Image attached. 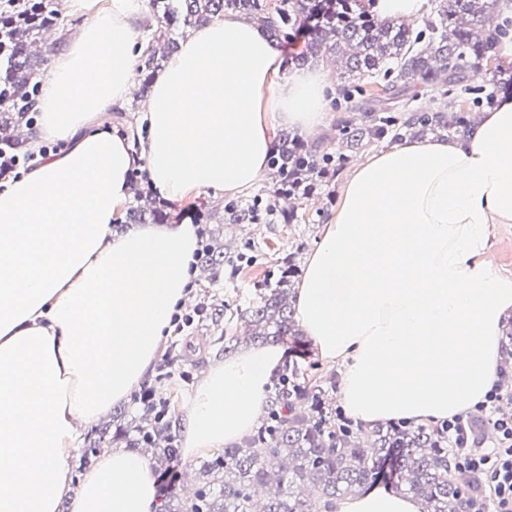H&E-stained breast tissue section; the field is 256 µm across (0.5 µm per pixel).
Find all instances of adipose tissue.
<instances>
[{"mask_svg":"<svg viewBox=\"0 0 512 512\" xmlns=\"http://www.w3.org/2000/svg\"><path fill=\"white\" fill-rule=\"evenodd\" d=\"M143 0L85 22L41 80L39 136L57 142L0 184V512H156L146 459L102 453L72 486L80 430L144 378L196 271L188 224L115 235L143 162L160 198L253 187L271 122L322 125L336 92L323 69L288 66L256 22L193 29L154 77L148 136L112 123L134 82ZM512 223V95L473 134L403 142L355 166L297 290L296 318L342 362L338 395L355 419L429 423L475 409L499 370L512 276L488 258L490 227ZM277 346L209 369L183 421L188 453L221 448L256 424ZM387 489L336 512H423Z\"/></svg>","mask_w":512,"mask_h":512,"instance_id":"ef3b65f1","label":"adipose tissue"}]
</instances>
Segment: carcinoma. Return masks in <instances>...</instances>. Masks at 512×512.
Here are the masks:
<instances>
[{"instance_id": "carcinoma-1", "label": "carcinoma", "mask_w": 512, "mask_h": 512, "mask_svg": "<svg viewBox=\"0 0 512 512\" xmlns=\"http://www.w3.org/2000/svg\"><path fill=\"white\" fill-rule=\"evenodd\" d=\"M430 13L421 22L381 23L362 0H149V12L137 27L150 37L137 65L142 90L152 72L177 49L174 31L208 23L229 12L257 20L273 45L304 39L294 60L331 58L345 68L337 85L338 117L316 141L308 143L287 130L279 133L267 160V182L247 202L224 203L226 224H306L311 218L290 199L309 198L342 171L349 155L388 139L427 133L464 136L472 128L470 111L493 98L494 84H471L470 74L494 57L493 21L498 0H428ZM65 28L54 0H0V143L22 151L34 130V81L43 35ZM432 87L442 90L430 106L416 101ZM164 206L145 187L136 188L125 213L127 224H162ZM249 256L212 239L203 269L215 283L233 279ZM294 254L272 271L252 305L236 311L254 341L304 345L295 328L291 305ZM336 378H325L290 358L275 375L263 422L224 452L203 463L206 481L190 496L169 493L164 512H334L336 499L356 495L383 481L420 499L425 512H470L471 482L458 475L448 431L443 425L385 424L366 433L336 412L331 392ZM143 424L136 437L122 425L102 428L83 450L96 456L107 437L130 448L178 452L171 433L174 410L154 388L142 390Z\"/></svg>"}]
</instances>
